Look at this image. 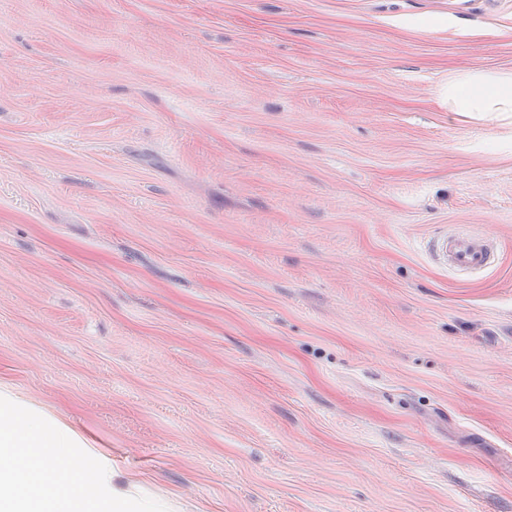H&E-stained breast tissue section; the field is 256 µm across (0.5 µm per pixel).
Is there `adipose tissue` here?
Wrapping results in <instances>:
<instances>
[{
    "mask_svg": "<svg viewBox=\"0 0 512 512\" xmlns=\"http://www.w3.org/2000/svg\"><path fill=\"white\" fill-rule=\"evenodd\" d=\"M456 112H512V73L470 72L448 90ZM74 434L0 395V512H168L134 494L104 505L103 473L70 460Z\"/></svg>",
    "mask_w": 512,
    "mask_h": 512,
    "instance_id": "adipose-tissue-1",
    "label": "adipose tissue"
}]
</instances>
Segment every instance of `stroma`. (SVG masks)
<instances>
[{"mask_svg": "<svg viewBox=\"0 0 512 512\" xmlns=\"http://www.w3.org/2000/svg\"><path fill=\"white\" fill-rule=\"evenodd\" d=\"M470 70L512 0H0V386L107 501L512 512V115L449 110ZM493 239L480 234L445 233L431 242L433 255L462 272L486 270L492 263Z\"/></svg>", "mask_w": 512, "mask_h": 512, "instance_id": "obj_1", "label": "stroma"}]
</instances>
